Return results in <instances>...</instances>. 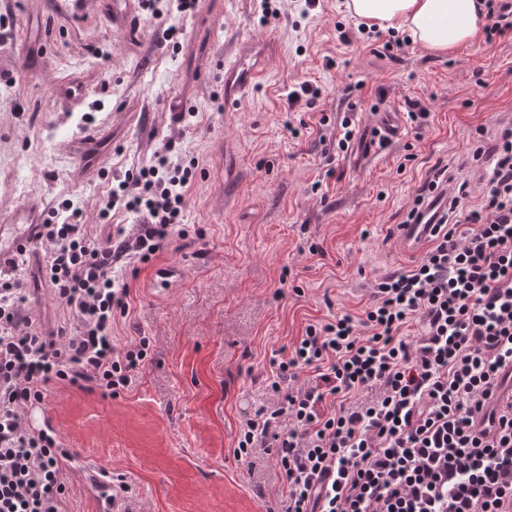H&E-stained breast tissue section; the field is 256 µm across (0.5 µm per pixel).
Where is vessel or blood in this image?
<instances>
[{"mask_svg": "<svg viewBox=\"0 0 512 512\" xmlns=\"http://www.w3.org/2000/svg\"><path fill=\"white\" fill-rule=\"evenodd\" d=\"M272 44L268 41H250L241 45L233 57L224 59V100L229 106H237L250 89L262 78ZM401 126L394 114L378 118L371 127L367 139L370 145L397 138ZM45 212L37 199L31 198L8 215L0 217V256L30 252L39 224L44 223Z\"/></svg>", "mask_w": 512, "mask_h": 512, "instance_id": "vessel-or-blood-1", "label": "vessel or blood"}]
</instances>
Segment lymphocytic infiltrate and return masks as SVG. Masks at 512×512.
Listing matches in <instances>:
<instances>
[{"label":"lymphocytic infiltrate","instance_id":"1","mask_svg":"<svg viewBox=\"0 0 512 512\" xmlns=\"http://www.w3.org/2000/svg\"><path fill=\"white\" fill-rule=\"evenodd\" d=\"M479 208L467 183L427 178L407 215L427 224L411 268L378 277L362 315L307 325L272 359L283 400L242 427L234 455L274 456L283 487L269 512H512V128L478 146ZM192 181L174 150L118 179L103 214L138 224H43L37 288L0 274V512H69L78 471L50 424L33 423L50 387L129 388L148 357L146 336H113L131 313L128 267L183 237ZM48 284L71 327L34 326L30 303ZM422 325L407 337L408 323Z\"/></svg>","mask_w":512,"mask_h":512}]
</instances>
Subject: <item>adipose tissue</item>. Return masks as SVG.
Wrapping results in <instances>:
<instances>
[{
  "mask_svg": "<svg viewBox=\"0 0 512 512\" xmlns=\"http://www.w3.org/2000/svg\"><path fill=\"white\" fill-rule=\"evenodd\" d=\"M347 7L380 29L406 32L436 53L472 43L485 23L483 0H348Z\"/></svg>",
  "mask_w": 512,
  "mask_h": 512,
  "instance_id": "ef3b65f1",
  "label": "adipose tissue"
}]
</instances>
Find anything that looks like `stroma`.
Returning a JSON list of instances; mask_svg holds the SVG:
<instances>
[{
    "instance_id": "35a3bbf8",
    "label": "stroma",
    "mask_w": 512,
    "mask_h": 512,
    "mask_svg": "<svg viewBox=\"0 0 512 512\" xmlns=\"http://www.w3.org/2000/svg\"><path fill=\"white\" fill-rule=\"evenodd\" d=\"M110 2L0 0V214L38 197L49 212L74 203L85 224L134 223L123 210L102 218V200L115 173H138L172 142L194 165L187 233L140 265L132 316L114 327L126 340L150 338L136 385L112 398L53 389L45 417L85 471L131 475L132 512H267L280 486L272 457L249 465L233 449L246 419L277 401L267 388L273 352L306 324L361 314L374 278L418 261L423 248L402 243L398 226L435 167L467 183L466 203L478 206L474 144L512 126V34L447 55L414 43L392 60L361 38L338 41L347 0H321L305 18L297 0H279L269 21L259 0H199L184 18L142 10L146 34L132 40ZM41 19L49 37L28 71L21 44ZM265 39L266 77L226 108L219 59ZM304 80L320 96L289 108ZM173 97L194 112L192 126L171 121ZM416 99L430 109L426 124L403 119L398 139L367 153L372 105L403 114ZM351 106L354 140L326 151ZM96 128L88 168L79 150ZM171 264L182 285L155 294L156 270Z\"/></svg>"
}]
</instances>
